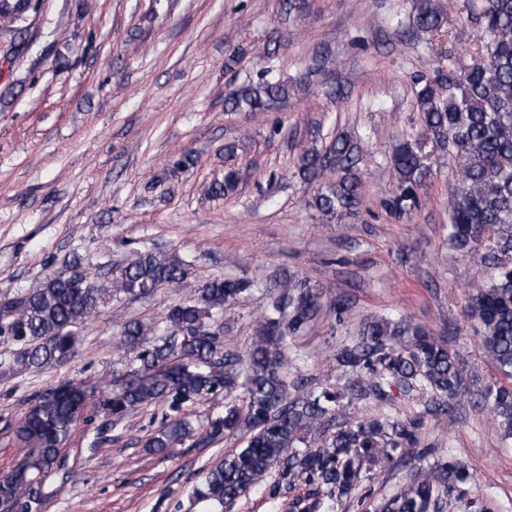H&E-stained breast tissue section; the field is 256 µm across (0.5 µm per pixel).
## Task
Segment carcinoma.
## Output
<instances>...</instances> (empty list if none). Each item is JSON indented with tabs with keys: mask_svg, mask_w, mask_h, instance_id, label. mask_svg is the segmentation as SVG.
<instances>
[{
	"mask_svg": "<svg viewBox=\"0 0 512 512\" xmlns=\"http://www.w3.org/2000/svg\"><path fill=\"white\" fill-rule=\"evenodd\" d=\"M469 12L488 33L481 57L460 69L438 71L419 82L416 104L421 136L448 152L460 172L449 207L448 248L455 252L484 249L491 269L471 286L464 314L474 323L482 349L512 378V0H469ZM31 11L29 0H0V22L14 25ZM448 22L444 0H419L418 29L440 33ZM288 98L280 83L262 80L231 92L232 109L263 112ZM361 149L337 136L325 152L303 150L299 171L319 181L309 201L325 216L340 218L360 205ZM390 163L396 195L386 202L395 212L417 205V189L431 173L428 154L408 140L392 145ZM188 284L186 263L140 251L110 280L83 270L78 259L46 277L25 294L0 302V337L21 344L10 370L43 368L74 348L78 329L94 316L106 297L124 294L147 298L158 288ZM253 287L249 280L214 279L196 289L193 303L176 304L164 316L165 330L150 343L151 330L131 320L124 324L122 345L140 349L139 369L121 389L98 400V407L121 415L139 405L163 402L175 412L146 443L163 452L190 438L194 429L178 415L188 401L243 390L244 406L232 402L212 423L210 437L242 434L245 445L203 470L194 487L197 502L223 512L224 505L267 482L276 496L298 482L316 486L299 512H334L339 501L359 485L370 467L404 457L422 458V418L449 409L465 390L456 353L424 327L401 318L365 323L352 343L336 352V363L353 377L350 398L385 406L392 390L427 393L423 412L403 420L377 415L349 422L340 419L341 393L324 389L288 399L284 371L288 338L303 332L320 314L321 293L305 281L282 279L268 287L265 313L249 348L231 347L217 315ZM94 389L68 382L42 394L20 421L15 435L26 450L23 460L0 478V501L17 512H42L41 485L60 463L71 430L86 420ZM506 437L512 436V384L488 385L480 392ZM305 449H296V444ZM470 473L455 460L418 467L411 484L386 499L379 512H442L440 491L466 484Z\"/></svg>",
	"mask_w": 512,
	"mask_h": 512,
	"instance_id": "carcinoma-1",
	"label": "carcinoma"
}]
</instances>
